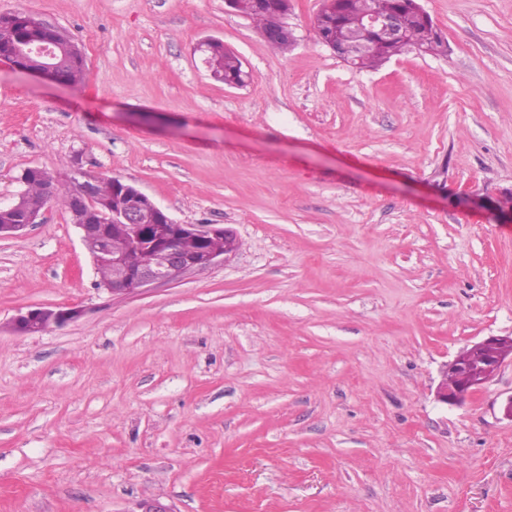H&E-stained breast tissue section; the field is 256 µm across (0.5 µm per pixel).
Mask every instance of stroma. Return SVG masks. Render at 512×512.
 Instances as JSON below:
<instances>
[{
	"instance_id": "stroma-1",
	"label": "stroma",
	"mask_w": 512,
	"mask_h": 512,
	"mask_svg": "<svg viewBox=\"0 0 512 512\" xmlns=\"http://www.w3.org/2000/svg\"><path fill=\"white\" fill-rule=\"evenodd\" d=\"M291 3L283 52L224 0H0L86 64L72 88L0 63V202L79 165L238 242L113 296L60 206L0 239V512H512V363L435 398L512 336V0H421L445 53L361 72ZM32 306L84 314L15 332ZM203 53L204 62L216 80L227 85H244L247 73L242 69V62L224 43L215 42ZM508 358L512 361V336H489L474 343L466 358L448 363L436 390L437 400L447 406L462 404L489 382Z\"/></svg>"
}]
</instances>
